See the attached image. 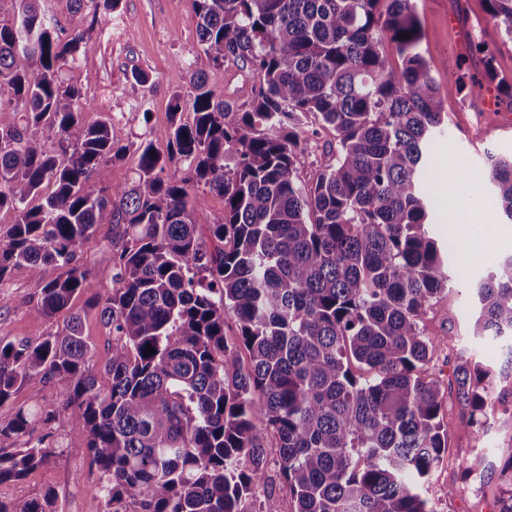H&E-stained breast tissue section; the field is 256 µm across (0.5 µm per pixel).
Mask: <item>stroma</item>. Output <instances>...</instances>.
I'll use <instances>...</instances> for the list:
<instances>
[{
  "label": "stroma",
  "mask_w": 512,
  "mask_h": 512,
  "mask_svg": "<svg viewBox=\"0 0 512 512\" xmlns=\"http://www.w3.org/2000/svg\"><path fill=\"white\" fill-rule=\"evenodd\" d=\"M414 5L423 31L422 53L435 63L448 57L459 59L462 75L457 82L447 80L441 70L433 72L447 117L433 145L430 170L422 180L432 197L429 231L434 238L445 240L453 224L467 234L484 229L487 257L495 262L512 254V221L502 215L488 190L483 161L489 151L512 152V111L497 105L496 84L475 86L470 79L481 70L482 58L490 54L499 76L512 82V42L502 40L480 0H414ZM45 6L48 16L64 26L77 24L87 31L86 53L66 72L67 79L81 86L90 103L81 116L83 124L111 119L113 140L129 148L124 158L103 165L97 177L106 186L131 184L136 176L134 148L146 140L158 151H166L172 134L173 96L189 91L188 86L177 88L169 83L172 63L186 58L194 70L209 67L198 44L194 0H121L112 17L96 25L91 24L87 13H74L71 0H45ZM136 72L146 76V84L133 80ZM140 102L146 114L132 116V106ZM452 157L466 163L474 184L456 183L448 163ZM453 188L463 196H475V208L463 213L450 211L445 200ZM111 250V230L106 225L100 226L84 246V259L101 293L112 289ZM486 272V266L475 264L472 254L453 249L448 257V291L423 317L425 334L440 341L432 368L442 383H449L459 356L493 366L504 358L500 346L473 334L478 316L473 287ZM0 292L8 298L0 306V340L35 345L61 326L63 318L59 315L33 324L36 290L26 268L14 269ZM70 310L81 320L96 369H103L109 358L111 328L89 294L74 297ZM491 397L495 410L479 429L455 398L444 403L442 419L451 439L450 450L429 479V495L437 512L497 510L502 491L497 466L512 452V377H494ZM60 404L57 388L35 375L0 406V427L10 424L21 408L57 413L51 423L33 422L29 433L16 440L19 448L45 443L50 454L22 480L1 483V502L49 493L55 512H90L89 493L101 484L102 474L90 464L86 428L59 413ZM467 467L482 473L483 481L448 495L449 484Z\"/></svg>",
  "instance_id": "1"
}]
</instances>
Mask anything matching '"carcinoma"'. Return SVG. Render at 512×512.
Masks as SVG:
<instances>
[{
  "mask_svg": "<svg viewBox=\"0 0 512 512\" xmlns=\"http://www.w3.org/2000/svg\"><path fill=\"white\" fill-rule=\"evenodd\" d=\"M14 2L15 19L0 23V210L17 219L0 235V286L28 269L36 324L91 294L112 344L104 390L75 315L35 346L0 341V406L33 375L54 385L105 477L90 499L112 512H278L256 496L268 448L294 512H436L426 485L449 437L430 367L438 342L420 322L448 290V250L427 231L422 176L444 108L412 0H195L211 71L189 78L193 121L175 95L167 155L140 143L137 177L112 187L97 172L128 148L110 120L81 122L89 103L63 77L85 31L50 23L44 0ZM73 2L94 21L120 4ZM482 2L512 42V0ZM229 65L254 81L250 102L215 99ZM310 117L332 133L336 162L307 184ZM177 162L189 176L169 172ZM485 168L512 221V156L488 152ZM196 184L224 198L213 249L197 234ZM100 224L112 226L105 295L83 260ZM47 265L59 269L50 281ZM477 297L474 335L508 339L499 374L512 376V255ZM491 376L465 357L453 372L479 427ZM36 417L18 410L0 448ZM48 454L0 453V483ZM498 479L509 486L498 512H512V454ZM52 506L47 494L0 501V512Z\"/></svg>",
  "mask_w": 512,
  "mask_h": 512,
  "instance_id": "1",
  "label": "carcinoma"
}]
</instances>
